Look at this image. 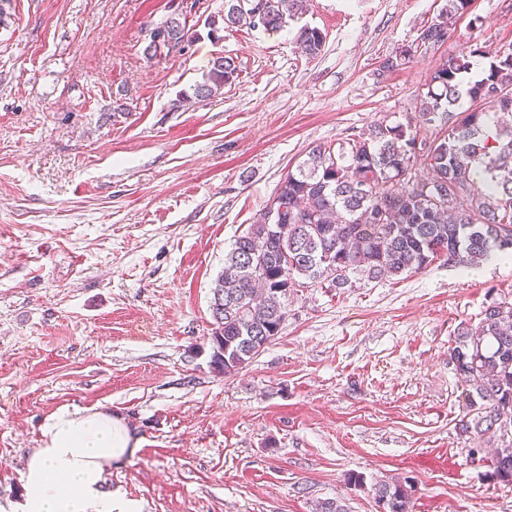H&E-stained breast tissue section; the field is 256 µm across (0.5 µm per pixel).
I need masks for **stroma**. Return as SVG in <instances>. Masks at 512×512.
<instances>
[{"label": "stroma", "instance_id": "1", "mask_svg": "<svg viewBox=\"0 0 512 512\" xmlns=\"http://www.w3.org/2000/svg\"><path fill=\"white\" fill-rule=\"evenodd\" d=\"M175 2L4 5L0 512L47 419L92 407L140 439L103 477L142 512H377L375 483L406 476L414 512H512V484L465 452L448 353L461 323L512 303V260L294 288L280 334L230 375L210 341L225 254L309 147L415 120L443 62L512 49V0H470L434 44L420 34L446 0H305L280 32L214 37L224 0H203L192 44L150 58ZM305 25L325 37L313 58ZM218 55L234 81L194 99ZM323 40L322 33L317 28L301 27L296 36L302 51L312 58L321 52Z\"/></svg>", "mask_w": 512, "mask_h": 512}]
</instances>
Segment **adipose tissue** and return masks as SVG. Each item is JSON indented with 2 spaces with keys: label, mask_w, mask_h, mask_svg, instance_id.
<instances>
[{
  "label": "adipose tissue",
  "mask_w": 512,
  "mask_h": 512,
  "mask_svg": "<svg viewBox=\"0 0 512 512\" xmlns=\"http://www.w3.org/2000/svg\"><path fill=\"white\" fill-rule=\"evenodd\" d=\"M138 447L135 433L111 412H55L22 473L21 512H140L137 501L105 489L103 482L104 463L133 455Z\"/></svg>",
  "instance_id": "ef3b65f1"
}]
</instances>
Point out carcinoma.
I'll use <instances>...</instances> for the list:
<instances>
[{"mask_svg":"<svg viewBox=\"0 0 512 512\" xmlns=\"http://www.w3.org/2000/svg\"><path fill=\"white\" fill-rule=\"evenodd\" d=\"M265 3L262 24L254 7ZM303 0H226L223 25L280 31L302 9ZM469 0H448L421 40L439 43ZM195 33L173 13L150 32L147 55L160 57L170 42L189 45ZM296 41L309 57L321 52L322 33L302 27ZM490 55L483 76L472 79L471 58ZM236 65L213 57L198 100L215 96L233 82ZM504 96L487 99L490 89ZM503 113L512 112V53L475 48L470 57L438 67L421 100L418 124H378L338 144H316L278 184L268 210L283 211V222L251 224L225 255L213 288L211 341L217 369L232 374L249 364L278 336L288 315V289L328 282L336 288L351 277L371 279L416 272L443 258L471 266L496 250L512 255V124L489 122L473 109L453 119L462 97ZM433 130L422 137L417 125ZM423 157L426 176L405 175ZM383 210L385 223L365 215ZM449 357L465 385V414L459 432L477 437L495 430L501 444L491 464L496 477L512 483V303L492 302L478 326L463 324ZM385 512H412L402 482L375 487Z\"/></svg>","mask_w":512,"mask_h":512,"instance_id":"cac0c4a2","label":"carcinoma"}]
</instances>
